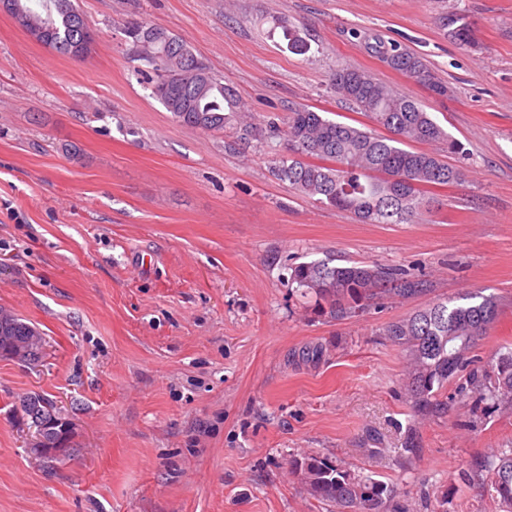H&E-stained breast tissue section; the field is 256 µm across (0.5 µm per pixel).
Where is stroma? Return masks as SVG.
Segmentation results:
<instances>
[{
    "mask_svg": "<svg viewBox=\"0 0 512 512\" xmlns=\"http://www.w3.org/2000/svg\"><path fill=\"white\" fill-rule=\"evenodd\" d=\"M94 44L73 59L0 12V308L39 329L35 365L0 358V512H327L291 460L315 454L393 489L387 512H492L471 463L512 446V411L468 403L414 425L387 322L481 290L512 344V0H77ZM465 15L477 48L437 24ZM178 34L257 118L305 106L371 121L336 94L365 70L459 143L461 181L411 224H364L273 176L282 141L173 122L127 57L124 27ZM288 21L308 50L279 37ZM397 42L451 89L438 97L371 52ZM326 260L426 275L429 295L348 320L289 282ZM74 425L54 469L21 401ZM417 454L403 449L409 427ZM22 409H23L24 415L28 416L30 418V420H31L30 412L33 409H35L36 412H38V414L36 415V416H38V418H40V416L47 417L51 414H56L58 411V407L52 399L45 397L43 395H40V394H33V395L27 396L25 399H23ZM33 424H34V422L31 420V426ZM32 428L35 429L34 426H32Z\"/></svg>",
    "mask_w": 512,
    "mask_h": 512,
    "instance_id": "stroma-1",
    "label": "stroma"
}]
</instances>
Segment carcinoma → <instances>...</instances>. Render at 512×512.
Here are the masks:
<instances>
[{
    "instance_id": "1",
    "label": "carcinoma",
    "mask_w": 512,
    "mask_h": 512,
    "mask_svg": "<svg viewBox=\"0 0 512 512\" xmlns=\"http://www.w3.org/2000/svg\"><path fill=\"white\" fill-rule=\"evenodd\" d=\"M14 4L11 17L26 33L52 43L66 56L78 46L89 53L93 40L86 38L89 26L81 22L83 14L74 0H14ZM438 24L459 46L474 45L473 25L464 15L447 11ZM278 27L288 48L307 51L294 27L285 21ZM126 35L131 58L147 66L142 74L152 95L174 122L202 133H218L235 121L244 141L284 137L294 157L278 162L273 175L298 194L349 211L363 223H409L429 210L426 188L462 179L463 172L444 163L437 153L412 148L415 143L446 142L448 149L456 150L453 137L416 99L365 71L340 69L330 84L376 127L386 130L385 135L334 122L307 107L289 112L282 126L258 120L243 112L223 78L178 36L144 21L127 23ZM371 51L401 59L394 70L432 91H448L421 57L400 45L378 39ZM290 281L338 319L358 317L387 299H409L430 291L428 281L408 270L378 264L303 262L293 268ZM499 314L498 298L476 290L436 299L384 326L383 335L406 362L405 391L415 422L441 419L457 401L512 406V347L486 358L476 354ZM5 323L1 348L18 336L33 335L34 326L14 314ZM22 409L26 416L33 409L45 417L58 411L52 399L40 394L23 399ZM472 471L482 479L499 512H512V448L492 450L472 463ZM293 472L302 477L314 499L336 512H385L393 493L382 481L313 454L295 459Z\"/></svg>"
}]
</instances>
